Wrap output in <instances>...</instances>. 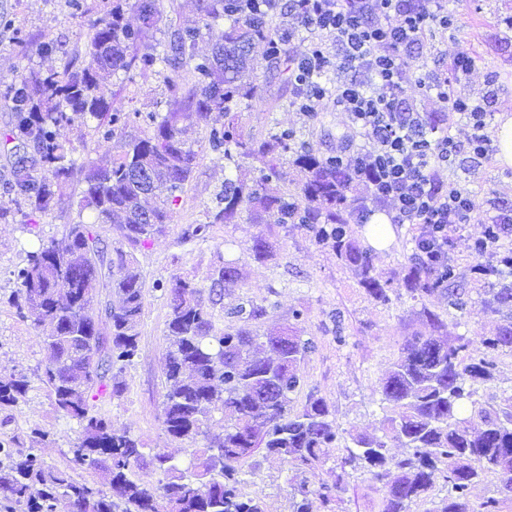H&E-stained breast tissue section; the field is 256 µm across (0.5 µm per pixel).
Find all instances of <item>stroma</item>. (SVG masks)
<instances>
[{
  "label": "stroma",
  "mask_w": 512,
  "mask_h": 512,
  "mask_svg": "<svg viewBox=\"0 0 512 512\" xmlns=\"http://www.w3.org/2000/svg\"><path fill=\"white\" fill-rule=\"evenodd\" d=\"M75 9L71 0H0V94L18 83L26 69L46 70L82 55L87 33L94 21L112 7V0H82ZM456 16L449 30L433 29L425 49H408L405 54L403 108L414 112H441L444 103L425 96L418 84L425 76H448L455 90L478 98L486 89L489 73H496L500 90L486 128L495 136L498 114L512 113V29L503 24L512 17V0H447ZM163 21L153 34L154 42L167 43L172 31L199 30L197 47L208 53L224 35V23L205 25L199 0H161ZM53 42L51 53H43L42 42ZM468 55L473 65L465 73L456 72L454 61ZM251 67L263 83L262 95L240 110L245 128L261 135L269 127L294 130L299 141L314 154H338L345 147L361 151L365 139L348 113L327 102L313 114L300 112L294 84L270 67L265 44L250 52ZM187 88L193 83L189 68H156L143 73L133 70L110 75L112 109L128 115L126 126L103 138L94 126L61 129L60 138L73 147L77 163L111 164L127 149L131 140L143 137L148 127L146 112L166 111L169 85ZM183 138L197 154L191 179L173 208L170 224L162 235L138 247L134 256L144 281V307L140 320L139 346L133 362L123 371L125 390L121 396L101 399L100 405L117 429L128 430L144 453L163 450L180 464L188 465L184 443L168 436L163 425L164 365L168 320L166 285L187 279L202 292H209L219 260L232 261L239 277L226 284L220 301L208 310L216 330L227 327L226 311L245 299L267 305L268 312L258 321L260 332L296 326L302 338L313 341L314 349L300 368L307 387L329 404L339 429L359 434H378L380 421L390 408L383 403L380 380L397 359L399 349L413 331L421 327L419 312L427 308L441 315L442 339L455 345L469 341L473 357H482L481 337L494 335L499 316L473 304L469 313L450 310L446 294L437 292L422 298L400 293L389 305L373 300L359 288L353 273L339 264L334 254L316 243L303 229H267L252 223L248 204H241L236 223L214 224L206 239L189 237L191 225L203 223L208 207L214 206L228 175L224 156L208 143L209 128L196 118L183 121ZM460 146L454 166L443 176L468 192L476 223L466 225L451 241L450 255L457 266L459 287L478 295L479 285L469 269L474 261L467 242L483 232L480 223L489 208L512 212V166L499 164L495 156L471 159L465 148L470 128L463 121L450 130ZM80 182L67 187L61 202L48 215L28 216L14 197L0 190V377H25L29 390L23 401L0 411V441L24 435L31 429L47 431L38 452L50 465H65L69 450L76 443L81 427L77 421L57 414L38 378L45 361L39 332L31 322L18 317L11 303L18 284L15 274L27 261L29 251L40 242H63L69 225L93 220L91 210L81 208ZM394 238L386 249L373 253L376 268L386 274L403 270L406 255L414 245L416 227L397 224ZM269 235L274 255L255 259L251 247L261 235ZM304 310L301 321H294V310ZM340 316L345 341L337 343L332 332L333 316ZM291 471L278 459L255 455L244 466L241 490L244 495L264 500L266 512H290ZM379 497L366 473L350 478L343 493L332 504V512H378Z\"/></svg>",
  "instance_id": "stroma-1"
}]
</instances>
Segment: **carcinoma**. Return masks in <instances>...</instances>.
<instances>
[{
  "label": "carcinoma",
  "mask_w": 512,
  "mask_h": 512,
  "mask_svg": "<svg viewBox=\"0 0 512 512\" xmlns=\"http://www.w3.org/2000/svg\"><path fill=\"white\" fill-rule=\"evenodd\" d=\"M224 2L199 0L205 24L224 19ZM127 10L138 13L139 27L124 22ZM227 21L223 41L208 55L198 54V32L191 29L172 33L160 52L148 45L162 22L160 0H117L112 13L94 22L83 60L69 59L46 71L29 69L4 92L14 112L4 138L26 143L32 154L31 164L14 170L4 191L27 215L43 216L79 174L81 206L94 212V224L119 223L122 238L135 248L164 232L171 206L195 166L197 154L179 128L186 111L206 124L216 113L224 122L210 127L211 148L223 151L231 170L245 161L259 164V176L250 182L226 178L216 206L208 209L209 222L195 225L190 236L204 239L210 225L235 223L246 200L256 224L304 227L383 305L400 287L414 296L446 289L448 306L467 310L472 298L449 288L457 278L451 259L428 256L416 245L402 280L376 270L372 254L352 229L356 213L366 208L364 199L348 195L355 180L353 158L298 149L296 133L288 129L272 128L261 136L244 131L237 106L259 91L249 52L257 42H273L277 32L261 20ZM161 64L192 67V87L184 92L171 84L170 108L148 113L151 132L129 143L112 164L77 165L72 150L59 141V129L94 121L103 138H110L127 117L112 111L107 76L131 69L146 72ZM286 163L301 173L296 191L288 196L268 192L267 184L282 176ZM140 172L150 175L148 185L139 181ZM147 190L158 204L145 222L141 210ZM499 233L498 225L487 224L471 244L475 262L470 273L483 284L480 304L502 318L496 335L481 338L484 356L475 361L467 343L449 346L435 339L443 321L423 308L424 330L405 341L381 381L382 400L392 411L382 421V435H356L349 445L323 398L311 392L302 406L295 405L304 385L300 363L313 349L311 342L288 328L273 334L250 329L267 313L251 301L230 311L239 327L217 334L201 290L189 280H176L169 289L165 431L173 439L195 442L214 414L224 416V439L191 449L188 477L163 452L146 457L139 442L127 431L112 429L111 418L97 408L98 400L123 393L120 374L137 354L143 276L131 252L121 247L105 252L93 224L69 225L65 249L50 241L28 253L16 273L14 306L41 332L47 360L38 377L56 411L79 421L81 436L64 468L45 464L33 447L0 444V512H56L61 500L69 512H87L91 498L94 512H265L260 499L240 491L243 466L261 450L300 477L291 512L331 508L345 490L348 466L370 476L380 512H413L420 502L433 504L426 512H503L504 502L512 500V396L499 404L477 398L479 388L495 379V356L512 353V251L482 260L485 242ZM238 276L233 264L222 263L210 294L222 297L224 284ZM104 286L112 289L115 302L95 312L94 301ZM28 387L23 376L0 379V410L16 406ZM392 442L406 448V455H390ZM335 449L344 451L336 482L314 484L308 475ZM148 462L165 475L155 489L131 477L133 468ZM77 470L100 473L102 485L75 479ZM487 473L498 475L499 495L476 504L470 489ZM437 477L445 495L435 501L430 492Z\"/></svg>",
  "instance_id": "cac0c4a2"
}]
</instances>
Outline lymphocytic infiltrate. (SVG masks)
<instances>
[{"label": "lymphocytic infiltrate", "instance_id": "f902f5d3", "mask_svg": "<svg viewBox=\"0 0 512 512\" xmlns=\"http://www.w3.org/2000/svg\"><path fill=\"white\" fill-rule=\"evenodd\" d=\"M291 10L318 33L293 56L300 111L315 112L330 99L348 112L368 143L357 155L356 178L375 200L389 204L393 223L418 225L430 250L447 257L449 237L471 223L473 208L468 194L445 182L437 168L452 165L458 151L448 133L455 114L471 126L470 154L477 159L489 155L488 102L466 100L430 117L404 111L397 96L405 51L423 45L433 26L445 30L454 23L445 0H292ZM335 46L364 73L365 82L334 89L322 83Z\"/></svg>", "mask_w": 512, "mask_h": 512}]
</instances>
